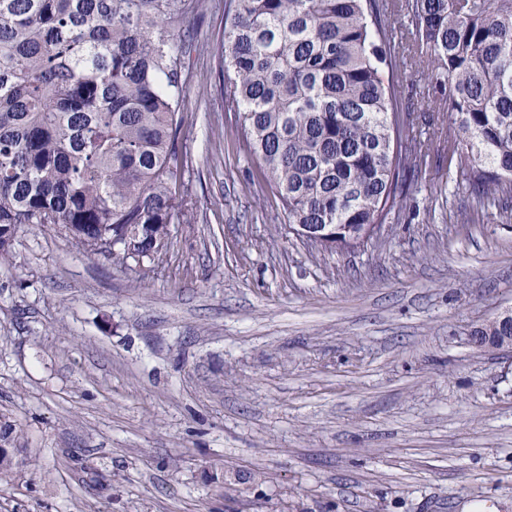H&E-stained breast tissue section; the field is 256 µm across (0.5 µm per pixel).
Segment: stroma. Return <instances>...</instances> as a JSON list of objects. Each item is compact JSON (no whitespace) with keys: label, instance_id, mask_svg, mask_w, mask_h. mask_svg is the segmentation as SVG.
<instances>
[{"label":"stroma","instance_id":"obj_1","mask_svg":"<svg viewBox=\"0 0 512 512\" xmlns=\"http://www.w3.org/2000/svg\"><path fill=\"white\" fill-rule=\"evenodd\" d=\"M189 211L133 269L17 232L0 266V512H512V220L447 143L355 249L289 234L224 102V0L186 23ZM422 122L424 80L391 75ZM4 417L0 416V478L6 476L17 465L18 454L23 448L17 446V439L13 436L14 429L7 421L2 422ZM3 443V444H2ZM6 445L9 447L7 448Z\"/></svg>","mask_w":512,"mask_h":512}]
</instances>
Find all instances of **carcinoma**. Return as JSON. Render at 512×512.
I'll return each mask as SVG.
<instances>
[{"label":"carcinoma","instance_id":"obj_1","mask_svg":"<svg viewBox=\"0 0 512 512\" xmlns=\"http://www.w3.org/2000/svg\"><path fill=\"white\" fill-rule=\"evenodd\" d=\"M202 0H0V265L24 224L128 269L186 208L173 176L187 16ZM401 20L440 120L389 119L378 17ZM224 100L288 232L387 224L438 135L480 199L512 209V0H226ZM0 421V476L21 448Z\"/></svg>","mask_w":512,"mask_h":512}]
</instances>
